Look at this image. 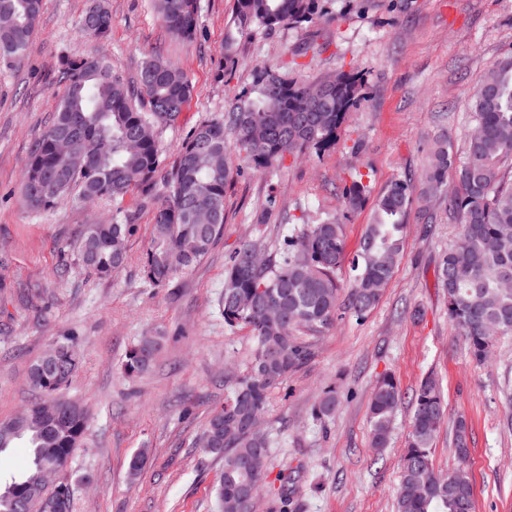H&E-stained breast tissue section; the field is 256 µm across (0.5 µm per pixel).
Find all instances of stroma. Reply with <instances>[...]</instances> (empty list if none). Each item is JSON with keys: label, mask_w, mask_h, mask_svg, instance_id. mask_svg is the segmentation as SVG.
Segmentation results:
<instances>
[{"label": "stroma", "mask_w": 512, "mask_h": 512, "mask_svg": "<svg viewBox=\"0 0 512 512\" xmlns=\"http://www.w3.org/2000/svg\"><path fill=\"white\" fill-rule=\"evenodd\" d=\"M110 4L111 34L93 44L79 32L87 0H44L23 60L0 72V420L33 399L31 365L75 335L82 367L64 393L86 407L89 425L57 475L72 487V512H219L214 486L222 462L203 452L200 437L254 347L248 330L224 324L229 254L251 239L277 248L289 227L328 215L338 218L347 252L355 254L391 181L420 185L436 140L462 155L475 126L473 95L488 67L512 55V0H323L317 23L242 40L228 75L221 52L233 0H201L189 44L167 34L152 0ZM94 49L129 81L153 53L186 72L193 97L177 123L158 132L168 165L197 124L227 112L249 88L253 67L272 66L302 83L354 70L363 78L362 99L320 153L267 172L234 157L239 173L226 189L223 237L190 271L153 288L142 274L153 213L139 195L87 203L74 193L41 213L21 202L24 161L61 94L58 58ZM355 175L365 202L350 211L341 193ZM119 208L135 215L128 262L100 278L77 264L75 248L85 224ZM458 233L441 197L415 203L398 267L373 311L361 320L346 312L329 329L303 332L313 356L273 389L264 424L269 474L294 477L301 512H396L412 398L430 373L447 404L431 447L436 470L456 467L452 430L465 419L475 512H512V335L497 337L479 365L450 323L438 268ZM153 331L167 337L154 365L142 376L125 375L126 349ZM386 373L395 375L403 399L388 447L376 450L368 406ZM331 388L336 415L316 421L312 407ZM143 448L146 463L130 476V460Z\"/></svg>", "instance_id": "obj_1"}]
</instances>
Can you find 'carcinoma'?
<instances>
[{
	"label": "carcinoma",
	"mask_w": 512,
	"mask_h": 512,
	"mask_svg": "<svg viewBox=\"0 0 512 512\" xmlns=\"http://www.w3.org/2000/svg\"><path fill=\"white\" fill-rule=\"evenodd\" d=\"M321 0H234L232 31L224 39L225 67L238 62L241 39L258 31L313 23L322 17ZM169 34L195 39L200 0H155ZM43 10V0H0V19L13 18L0 30V67L23 59ZM112 29L108 0H90L80 32L102 39ZM62 84L53 119L34 142L23 175L26 206L45 212L74 190L81 195L122 200L137 193L153 206V237L143 261V276L154 287L167 285L197 265L224 233V196L234 178L231 156L244 157L257 170L284 166L332 144L336 130L361 96L362 78L342 69L313 83H299L279 70L258 67L251 88L232 108L194 127L171 169L163 171L157 130L176 124L188 105L193 86L183 70L164 57L148 56L137 83L128 84L112 60L98 54L58 60ZM472 109L476 126L458 158L439 141L431 149L419 199L442 194L448 214L459 224L456 243L438 270L447 290L448 319L468 344L473 361H486L498 336L512 333V183L501 176V163L512 159V57L495 62L476 90ZM233 134L227 143L226 131ZM66 131L71 146H55V132ZM454 188H446L449 168ZM344 206L364 204L362 178L342 191ZM412 186L396 179L377 200L365 226L360 249L346 252L343 225L334 217L301 224L283 239L276 254L255 240L243 242L227 259L222 314L224 325L249 330L255 340L247 373L231 380L224 406L207 421L203 450L223 461L215 486L222 512H248L241 488L258 494L268 474L255 473L258 453L269 456L270 442L259 429L269 394L312 356L298 332L331 326L340 311L365 318L378 304L398 265L413 204ZM134 232L133 216L118 210L109 222L85 225L77 261L100 277L125 265L126 239ZM350 265L352 276L340 299L336 271ZM166 337L148 333L125 353L122 367L138 376L152 365ZM80 365L76 340L65 336L30 370L31 387L41 401L0 422V452L24 440L31 465L0 488V512H43V472L61 468L86 439L82 406L65 398L63 389ZM401 401L398 381L382 376L369 403L371 443L387 446ZM336 391L324 392L312 415L325 421L336 412ZM446 414L441 387L432 376L415 391L410 440L401 460L396 500L398 512H474L472 484L462 465L447 475L433 467L430 445ZM465 419L456 421L453 445L460 462L469 455ZM275 491L279 512L296 507L291 477L279 476Z\"/></svg>",
	"instance_id": "1"
}]
</instances>
